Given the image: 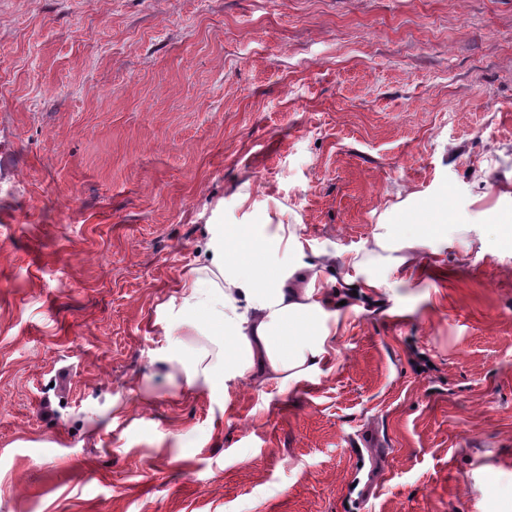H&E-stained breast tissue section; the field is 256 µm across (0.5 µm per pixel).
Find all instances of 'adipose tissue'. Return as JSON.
Masks as SVG:
<instances>
[{"label":"adipose tissue","mask_w":512,"mask_h":512,"mask_svg":"<svg viewBox=\"0 0 512 512\" xmlns=\"http://www.w3.org/2000/svg\"><path fill=\"white\" fill-rule=\"evenodd\" d=\"M207 262L165 306L170 350L184 392L226 389L250 378L287 391L322 372L336 352L343 308L386 293L365 261L315 248L288 225L208 228Z\"/></svg>","instance_id":"1"}]
</instances>
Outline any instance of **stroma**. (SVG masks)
Returning <instances> with one entry per match:
<instances>
[{"mask_svg":"<svg viewBox=\"0 0 512 512\" xmlns=\"http://www.w3.org/2000/svg\"><path fill=\"white\" fill-rule=\"evenodd\" d=\"M219 210L435 256L372 266L332 370L183 395L164 306ZM480 213L512 215V0H0V512H512Z\"/></svg>","mask_w":512,"mask_h":512,"instance_id":"1","label":"stroma"}]
</instances>
